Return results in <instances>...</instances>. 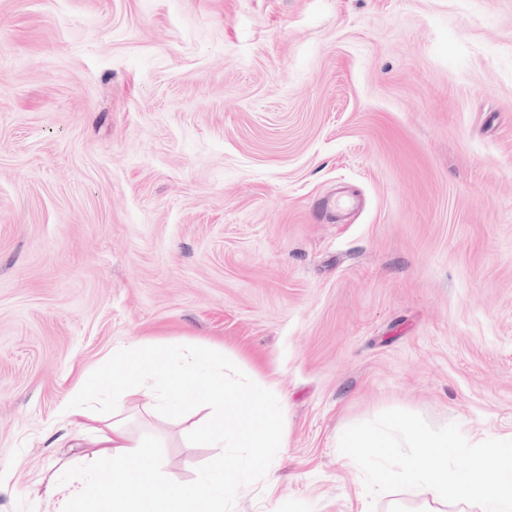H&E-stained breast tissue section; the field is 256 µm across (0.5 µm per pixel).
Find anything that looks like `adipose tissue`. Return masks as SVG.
<instances>
[{
	"label": "adipose tissue",
	"mask_w": 512,
	"mask_h": 512,
	"mask_svg": "<svg viewBox=\"0 0 512 512\" xmlns=\"http://www.w3.org/2000/svg\"><path fill=\"white\" fill-rule=\"evenodd\" d=\"M103 378L112 387L116 405L111 416L83 409L93 393L89 382L75 388L67 407L68 415L78 420L77 447L91 451L93 475L87 486L48 483L46 495L57 498L63 512H86L90 499L95 512H226L247 479L257 474L273 479L268 451L284 447L287 439L280 401L259 385L236 409L226 410L225 396L240 387L226 380L223 359L198 355L189 360L162 345L145 353L116 349ZM147 388L153 390L155 407L162 412L177 416L193 403L210 408L209 423L191 427L194 441L210 448H245L248 456L238 458L232 469L206 472L190 483L159 487L142 481L141 471L156 464L151 440L149 435L133 434L119 406ZM117 486L127 488L125 498L112 496Z\"/></svg>",
	"instance_id": "obj_1"
}]
</instances>
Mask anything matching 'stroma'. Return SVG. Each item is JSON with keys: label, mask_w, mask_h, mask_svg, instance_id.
Returning a JSON list of instances; mask_svg holds the SVG:
<instances>
[{"label": "stroma", "mask_w": 512, "mask_h": 512, "mask_svg": "<svg viewBox=\"0 0 512 512\" xmlns=\"http://www.w3.org/2000/svg\"><path fill=\"white\" fill-rule=\"evenodd\" d=\"M154 343L284 398L231 512L411 503L338 447L390 409L512 433V0H0V512H58L73 388ZM153 403L145 480L233 465Z\"/></svg>", "instance_id": "stroma-1"}]
</instances>
